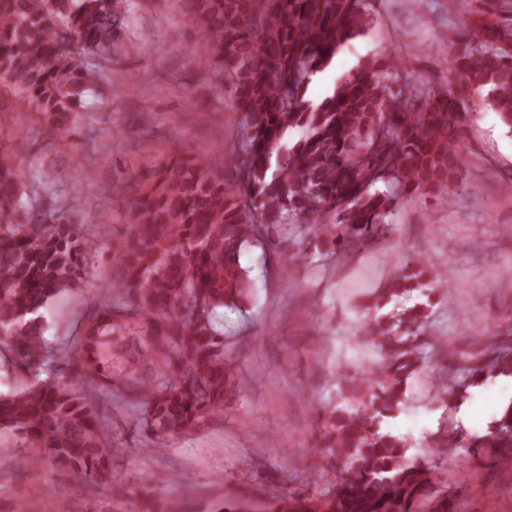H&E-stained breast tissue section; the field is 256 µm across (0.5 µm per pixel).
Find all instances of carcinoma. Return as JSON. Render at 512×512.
<instances>
[{
    "label": "carcinoma",
    "instance_id": "cac0c4a2",
    "mask_svg": "<svg viewBox=\"0 0 512 512\" xmlns=\"http://www.w3.org/2000/svg\"><path fill=\"white\" fill-rule=\"evenodd\" d=\"M127 0H0V112L32 110L66 135L99 73L90 54L112 60L115 28ZM368 0H190L206 32L204 53L229 82L240 114L233 170L211 167L209 148L144 159L134 191L117 183L134 213L114 287L86 321L79 353L84 381L70 387L45 369L43 310L85 274L90 241L65 210H19L22 170L0 144V343L19 358L29 384L0 395V431L21 437L26 470L42 455L61 469L112 484L113 391L142 406L154 435L196 429L236 404L245 380L226 356L219 307L240 309L254 297L241 265L248 247L266 246L284 275L299 260L280 245L298 232L302 252L329 247L345 259L390 230L404 200L443 202L460 187V106L474 92L512 130V0H481L448 36L455 51L448 87L393 88L395 59L359 60L333 90L307 98L317 74L367 33ZM439 278L413 259L372 293L360 336L381 363L349 380L347 404L318 416L315 447L341 462L340 488L314 497L290 493L273 512H420L441 463L410 458L386 421L405 405L408 379L426 350L428 304L398 306ZM477 448L508 465L512 403Z\"/></svg>",
    "mask_w": 512,
    "mask_h": 512
}]
</instances>
